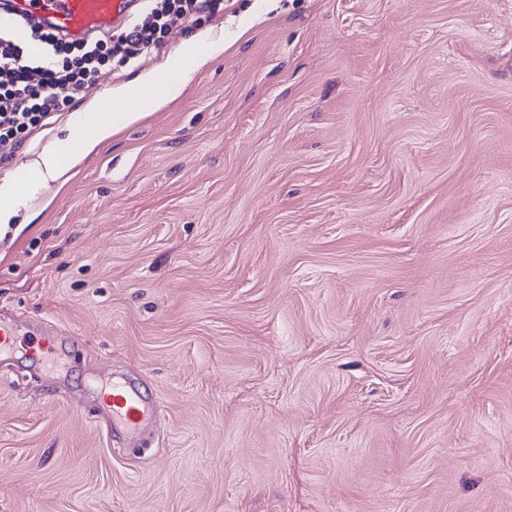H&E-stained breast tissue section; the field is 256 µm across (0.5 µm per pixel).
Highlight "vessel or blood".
<instances>
[{
    "instance_id": "obj_1",
    "label": "vessel or blood",
    "mask_w": 512,
    "mask_h": 512,
    "mask_svg": "<svg viewBox=\"0 0 512 512\" xmlns=\"http://www.w3.org/2000/svg\"><path fill=\"white\" fill-rule=\"evenodd\" d=\"M134 0H0V29L13 30L32 20L59 37L81 42L95 32L109 30L130 15ZM103 405L113 425L139 434L146 423L158 420L160 410L136 389L112 384Z\"/></svg>"
}]
</instances>
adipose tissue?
Here are the masks:
<instances>
[{
	"mask_svg": "<svg viewBox=\"0 0 512 512\" xmlns=\"http://www.w3.org/2000/svg\"><path fill=\"white\" fill-rule=\"evenodd\" d=\"M197 44V38H190L181 52L168 60L166 71L172 77L171 82L163 85L158 77L146 76L72 112L65 126V137L29 163L25 179L0 181V223H9L22 207L37 197L47 181L62 177L85 154L122 127L138 121L143 110L162 107L179 92L181 79L224 51V40L220 37L208 39L203 52ZM105 103L116 106L112 117L102 116L101 106Z\"/></svg>",
	"mask_w": 512,
	"mask_h": 512,
	"instance_id": "ef3b65f1",
	"label": "adipose tissue"
}]
</instances>
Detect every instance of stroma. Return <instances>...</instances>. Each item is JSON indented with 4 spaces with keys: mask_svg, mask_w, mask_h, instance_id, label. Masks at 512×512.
I'll use <instances>...</instances> for the list:
<instances>
[{
    "mask_svg": "<svg viewBox=\"0 0 512 512\" xmlns=\"http://www.w3.org/2000/svg\"><path fill=\"white\" fill-rule=\"evenodd\" d=\"M170 27L92 94L224 52L0 226V512H512V0ZM128 381L145 448L94 414Z\"/></svg>",
    "mask_w": 512,
    "mask_h": 512,
    "instance_id": "1",
    "label": "stroma"
}]
</instances>
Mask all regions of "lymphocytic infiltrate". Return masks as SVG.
Returning a JSON list of instances; mask_svg holds the SVG:
<instances>
[{
	"instance_id": "lymphocytic-infiltrate-1",
	"label": "lymphocytic infiltrate",
	"mask_w": 512,
	"mask_h": 512,
	"mask_svg": "<svg viewBox=\"0 0 512 512\" xmlns=\"http://www.w3.org/2000/svg\"><path fill=\"white\" fill-rule=\"evenodd\" d=\"M215 0H142L141 15L111 41L65 42L33 23L23 35L0 31V158L10 157L74 96L89 92L103 66L126 63L161 47L168 17L214 10Z\"/></svg>"
}]
</instances>
